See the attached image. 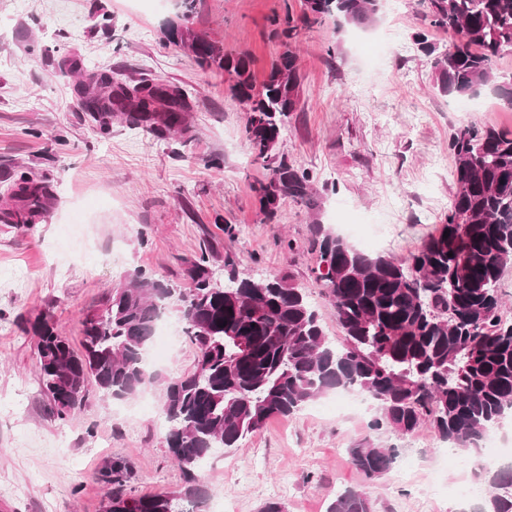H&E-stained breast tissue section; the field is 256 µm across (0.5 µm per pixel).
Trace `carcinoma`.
<instances>
[{
    "mask_svg": "<svg viewBox=\"0 0 512 512\" xmlns=\"http://www.w3.org/2000/svg\"><path fill=\"white\" fill-rule=\"evenodd\" d=\"M381 0H302L299 17L271 20V37L283 51L256 85L246 52L226 51L190 26L167 29L170 43L186 49L202 69L228 76L234 101L250 113L245 139L267 170L253 186L263 213L272 217L289 202L310 200L309 175L284 154H274L289 113L297 108L301 79L292 44L301 31L334 15L369 25ZM422 21L448 34L440 47L415 34L432 57L439 90L453 98L493 92L512 106V75L496 71L512 52V0H421ZM170 85L136 96L96 75L81 91V107L107 132L120 113L159 140L188 131L191 107ZM455 158L454 192L441 224L406 258L369 255L321 224L314 225L316 267L334 307L341 342L323 329L304 289L289 276L254 279L224 260L228 277L209 268L208 246L184 269L175 288L140 269L81 320V350L73 348L45 312L26 322L36 338L39 381L53 414L70 417L86 401L92 379L113 400H130L163 385L162 413L170 456L187 477L175 496L127 491L128 463L112 460L102 480L112 485L103 512H202L208 492L193 484L201 461L217 448H236L276 416L289 417L330 391L353 387L378 408L372 427L402 436L431 429L448 447L471 453L474 445L512 412V323L500 316L499 283L512 261V130L467 124L448 142ZM0 221L33 224L44 217L50 184L22 172L11 184ZM449 236H444V232ZM453 256H448V253ZM176 308L194 346V369L164 375L146 363L161 314ZM353 466L379 478L397 462L394 448L359 443L348 449ZM489 486L476 512H512V467L482 474ZM326 512H372L367 496L348 488Z\"/></svg>",
    "mask_w": 512,
    "mask_h": 512,
    "instance_id": "obj_1",
    "label": "carcinoma"
}]
</instances>
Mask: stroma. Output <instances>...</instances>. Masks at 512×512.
I'll return each mask as SVG.
<instances>
[{
    "mask_svg": "<svg viewBox=\"0 0 512 512\" xmlns=\"http://www.w3.org/2000/svg\"><path fill=\"white\" fill-rule=\"evenodd\" d=\"M301 7V0H198L190 25L226 50L248 52L260 81L280 51L268 38L270 18ZM420 12L418 0H386L372 25L331 17L302 31L300 104L276 151L309 174L314 205H284L269 223L253 190L265 171L245 140L249 114L223 73L202 71L169 43L175 4L0 0V204L6 178L30 169L56 190L40 223H0V274L17 273L0 277V512H103L109 487L99 473L115 458L132 469V494L184 485L154 418L159 388L148 390L146 417L140 400L103 398L92 383L82 409L57 420L23 319L50 310L62 335L79 344L82 318L128 270L182 284L186 261L206 243L217 275L232 254L251 276H292L336 341L335 310L311 274L314 224L353 225L354 235L371 239L369 254L398 257L439 224L453 191L450 134L468 123L512 129V107L488 92L481 111H456L414 42L424 29ZM427 32L435 45L447 40ZM71 66L87 77L107 70L130 84L187 89L189 131L166 141L144 132L134 141V126L117 119L100 133L73 82L59 76ZM215 156L221 166H208ZM336 399L327 394L293 417L270 419L239 447L218 449L196 471L209 502L260 512L275 499L287 512H326L336 493L354 487L373 512H457L453 490L467 454L444 458V443L428 430L402 438L373 429L372 413L333 410ZM359 442L398 446L393 470L366 479L347 454Z\"/></svg>",
    "mask_w": 512,
    "mask_h": 512,
    "instance_id": "stroma-1",
    "label": "stroma"
}]
</instances>
